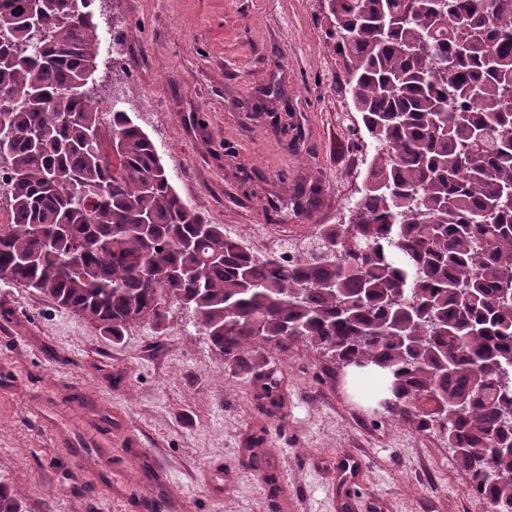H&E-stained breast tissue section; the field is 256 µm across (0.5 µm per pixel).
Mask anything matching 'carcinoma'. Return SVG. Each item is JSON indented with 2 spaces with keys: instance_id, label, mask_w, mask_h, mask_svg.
<instances>
[{
  "instance_id": "cac0c4a2",
  "label": "carcinoma",
  "mask_w": 512,
  "mask_h": 512,
  "mask_svg": "<svg viewBox=\"0 0 512 512\" xmlns=\"http://www.w3.org/2000/svg\"><path fill=\"white\" fill-rule=\"evenodd\" d=\"M29 2L0 0V283L116 341L165 330L167 294L228 361L296 342L364 361L390 413L512 512V0H329L353 134L374 151L346 227L296 257L209 223L129 113L112 109L106 144L90 0H53L41 41ZM0 512H22L1 486Z\"/></svg>"
}]
</instances>
